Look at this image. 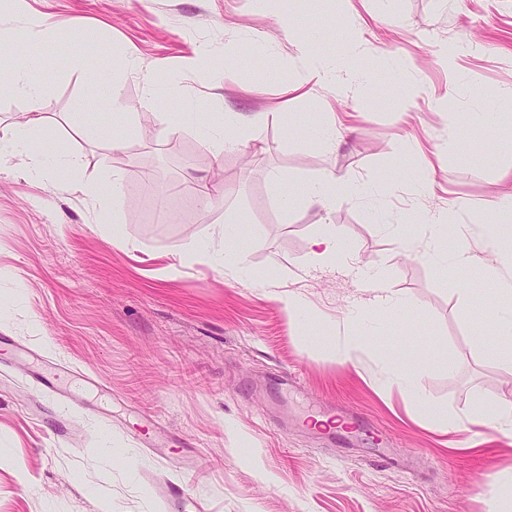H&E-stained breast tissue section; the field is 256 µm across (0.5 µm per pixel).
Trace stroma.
<instances>
[{
  "mask_svg": "<svg viewBox=\"0 0 512 512\" xmlns=\"http://www.w3.org/2000/svg\"><path fill=\"white\" fill-rule=\"evenodd\" d=\"M36 22L48 40L32 77L52 129L29 147L45 163L0 158V512H103L107 501L112 512H491L485 478L512 481V431H446L437 419L512 405L499 358L512 339L485 344L495 327L478 301L489 226L512 190V120L495 114L512 92V0H0V72L23 62ZM321 24L323 51L347 57L326 87L309 81L301 52ZM228 43L250 67L226 66ZM201 44L210 59L197 58ZM130 55L139 70L125 75ZM93 71L119 78L134 108L121 148L108 115L71 113L94 96ZM296 84L304 97L288 94ZM227 109L263 118L217 154L204 128ZM180 112L191 126L166 137ZM284 112L344 126L319 145L288 133ZM91 123L102 136L85 134ZM58 153L80 157L75 176L52 172ZM328 170L370 193L283 212L289 183ZM409 171L430 173V187L403 180ZM116 175L117 198L93 215L79 182L108 189ZM220 185L219 204L196 194ZM447 209L464 233L439 244L427 219ZM229 221L248 270L201 260L167 276L190 240L221 247ZM331 224L349 258L313 257ZM461 242L466 278L432 258ZM369 261L390 295L415 303L407 319L384 321L359 275ZM290 295L308 314L287 311ZM417 353L431 411L383 387ZM288 370L301 388L271 404L270 380ZM332 402L389 435L391 462L367 440L330 444L298 427Z\"/></svg>",
  "mask_w": 512,
  "mask_h": 512,
  "instance_id": "1",
  "label": "stroma"
}]
</instances>
